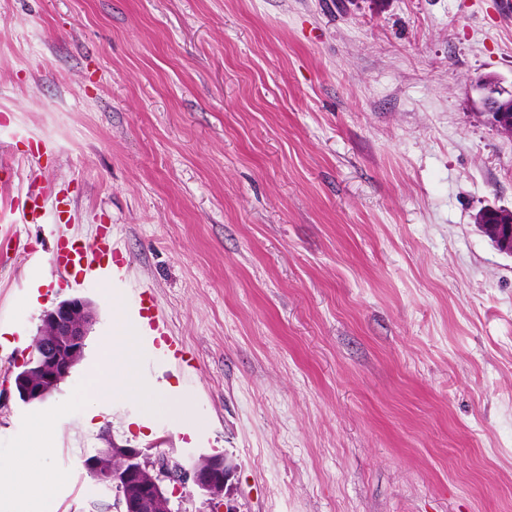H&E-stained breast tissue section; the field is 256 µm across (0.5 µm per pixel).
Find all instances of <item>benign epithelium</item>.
Here are the masks:
<instances>
[{"label":"benign epithelium","instance_id":"1","mask_svg":"<svg viewBox=\"0 0 512 512\" xmlns=\"http://www.w3.org/2000/svg\"><path fill=\"white\" fill-rule=\"evenodd\" d=\"M485 112L499 131L512 137V92L492 90L485 99ZM490 211L496 215L497 223L487 224L480 215L478 224L501 252L511 256L512 210L492 207ZM94 321L91 302L81 297L64 300L44 312L36 344L13 380L22 401L45 400L71 375L84 356ZM105 442L106 447L86 459L85 467L97 481L112 485L117 512H174L171 493L189 485L209 503L222 506L224 487L235 469L228 458L201 453L187 465L177 462L174 467L163 469L139 448L118 446L108 437ZM111 457L121 460L119 468L105 467Z\"/></svg>","mask_w":512,"mask_h":512}]
</instances>
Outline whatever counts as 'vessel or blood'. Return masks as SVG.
Here are the masks:
<instances>
[{
  "mask_svg": "<svg viewBox=\"0 0 512 512\" xmlns=\"http://www.w3.org/2000/svg\"><path fill=\"white\" fill-rule=\"evenodd\" d=\"M11 209L20 222L37 221L44 213L62 215L60 199L48 191H35L33 186L22 187L11 201ZM121 249L114 241L111 227L99 226L93 242L81 243L66 234H58L53 251L52 262L57 273L70 279L73 286L81 288L103 280L105 275L121 277L125 273L119 261ZM137 309L143 321V333L150 336L153 345L169 360L181 363L185 353L177 342L167 338L166 325L157 311L150 290L137 292Z\"/></svg>",
  "mask_w": 512,
  "mask_h": 512,
  "instance_id": "b4317fda",
  "label": "vessel or blood"
}]
</instances>
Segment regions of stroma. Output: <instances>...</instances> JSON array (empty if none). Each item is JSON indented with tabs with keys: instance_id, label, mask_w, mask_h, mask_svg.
Wrapping results in <instances>:
<instances>
[{
	"instance_id": "35a3bbf8",
	"label": "stroma",
	"mask_w": 512,
	"mask_h": 512,
	"mask_svg": "<svg viewBox=\"0 0 512 512\" xmlns=\"http://www.w3.org/2000/svg\"><path fill=\"white\" fill-rule=\"evenodd\" d=\"M490 76L512 87V0H0V206L37 179L127 267L70 288L51 217L0 235V463L36 429L63 476L0 512H106L84 461L109 439L228 457L236 512H512V256L476 222L512 210ZM137 288L193 357L144 341L153 407L93 393L107 299L137 317ZM73 297L84 358L25 404L11 376Z\"/></svg>"
}]
</instances>
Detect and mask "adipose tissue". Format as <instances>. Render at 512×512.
I'll return each mask as SVG.
<instances>
[{"mask_svg": "<svg viewBox=\"0 0 512 512\" xmlns=\"http://www.w3.org/2000/svg\"><path fill=\"white\" fill-rule=\"evenodd\" d=\"M112 307L118 316L115 333L105 342L95 371L97 393L103 398L112 397L116 392L136 397L140 394L138 361L141 352L136 326L120 315V302H113ZM51 453V448L42 445L39 439H32L15 459L0 465V490L18 498L47 495L55 482L54 475L46 470Z\"/></svg>", "mask_w": 512, "mask_h": 512, "instance_id": "ef3b65f1", "label": "adipose tissue"}]
</instances>
